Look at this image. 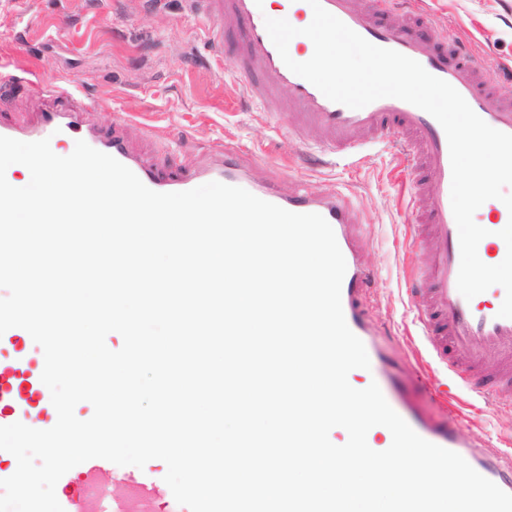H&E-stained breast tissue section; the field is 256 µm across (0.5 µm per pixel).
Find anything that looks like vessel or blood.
<instances>
[{
	"mask_svg": "<svg viewBox=\"0 0 512 512\" xmlns=\"http://www.w3.org/2000/svg\"><path fill=\"white\" fill-rule=\"evenodd\" d=\"M187 15L200 21L210 44L223 50L224 35L239 33L236 43L238 72L251 98L265 111L286 119L293 130L317 133L316 148L337 156H350L368 140L380 139L386 129H396L404 154L422 175L413 186L409 211L414 223L411 245L422 252V265L408 274L420 283L415 294L416 320L432 357L445 365L454 384L479 395L512 396V319L499 317L503 289L489 298L465 299L457 288L460 267L459 232L451 207V163L446 134L424 110L395 98H382L352 109L326 98L309 81L294 74L271 41L264 0H183ZM323 7L370 43L397 51L419 62L429 73L448 82L472 110L491 127L512 134V100L499 97L494 75L478 53L461 43L440 39L430 30L415 29V15H398L395 0H321ZM38 97L55 98L54 108L39 113L27 125L0 121V136L24 142L49 139L59 143L85 141L128 167L153 191L181 192L218 181L243 188L258 198L295 213H316L331 225L346 262L341 303L346 323L363 342L370 371L392 409L425 440L461 455L478 473L503 491L512 493V461L500 463L477 443L464 439L460 422L448 418L434 423L400 404L397 381L384 365L375 331L363 309V295L370 279L361 267L353 239L354 214L336 195L317 196L307 190L282 194L271 185L253 182L239 151L233 147L213 154L200 165L168 174L157 171L130 147L123 122L103 129L97 121L99 105L82 93L60 91L43 81L31 84ZM496 214L489 234L478 245L479 256H504L506 245L499 232L512 213L500 200H492ZM30 334L12 328L0 335V349L13 348V356L0 360V426L16 422L46 430L57 421L49 389L41 380L43 362L19 350ZM108 460L94 458L76 467L83 477L74 486L72 475L58 481L63 492L58 501L64 512H154L167 496L159 477H114L119 494L108 506L98 503V487L110 474ZM75 472V473H76Z\"/></svg>",
	"mask_w": 512,
	"mask_h": 512,
	"instance_id": "b4317fda",
	"label": "vessel or blood"
}]
</instances>
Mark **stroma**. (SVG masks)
I'll list each match as a JSON object with an SVG mask.
<instances>
[{
	"instance_id": "stroma-1",
	"label": "stroma",
	"mask_w": 512,
	"mask_h": 512,
	"mask_svg": "<svg viewBox=\"0 0 512 512\" xmlns=\"http://www.w3.org/2000/svg\"><path fill=\"white\" fill-rule=\"evenodd\" d=\"M439 36L471 43L490 69L512 68V0H400ZM235 36L223 52L204 41L181 0H0V64L36 71L41 80L79 86L104 107L103 125L127 119L131 147L170 168L224 145L252 162L250 173L282 193L332 192L357 219L362 264L371 278L364 303L391 357L404 400L429 418L445 415L439 390L451 393L467 432L492 439L500 457L512 458V406L455 388L447 370L431 361L415 324L409 263L423 255L409 248L407 201L416 173L400 156L397 131L362 149L354 162L311 160L285 124L267 116L236 74ZM37 101L22 78L0 81V119L31 118Z\"/></svg>"
}]
</instances>
